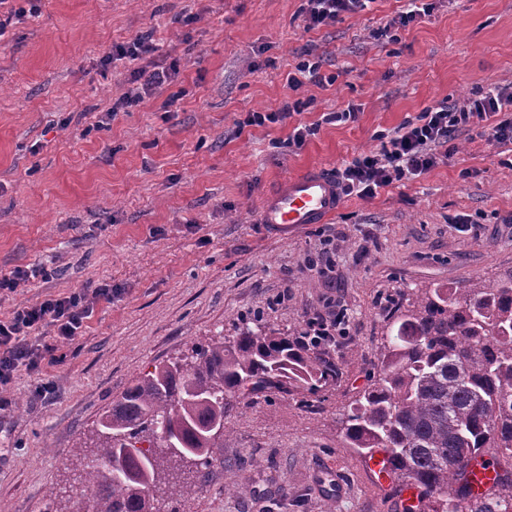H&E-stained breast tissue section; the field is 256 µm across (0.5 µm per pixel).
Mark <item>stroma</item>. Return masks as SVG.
<instances>
[{
  "mask_svg": "<svg viewBox=\"0 0 512 512\" xmlns=\"http://www.w3.org/2000/svg\"><path fill=\"white\" fill-rule=\"evenodd\" d=\"M302 0H45L0 45V274L53 270L0 292V319L45 295L112 285L80 336L45 366L53 395L19 370L0 393V512H71L96 421L143 372L190 360L194 348L244 329L297 339L328 300L346 308L337 369L314 395L232 397L224 461L186 465L154 495L164 512H396L389 480L341 447L343 413L378 363L384 317L400 293L461 288L512 273V144L461 134L448 160L420 177L343 198L326 223H260L264 196L318 167L332 173L376 151L426 107L463 103L512 84V0H437L431 16L375 34L407 0H372L332 26L304 31ZM153 31L180 61L170 91L108 124L131 65L101 57ZM312 51L334 83L289 89ZM299 97L283 124L247 127L246 113ZM360 109L353 123L327 112ZM320 122L299 150L294 126ZM476 223L460 231L456 220ZM329 249L336 276L310 271ZM239 477L243 489L230 486Z\"/></svg>",
  "mask_w": 512,
  "mask_h": 512,
  "instance_id": "stroma-1",
  "label": "stroma"
}]
</instances>
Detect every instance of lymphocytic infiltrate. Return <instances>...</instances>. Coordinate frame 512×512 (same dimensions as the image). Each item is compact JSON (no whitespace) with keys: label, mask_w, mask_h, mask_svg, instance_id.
Returning a JSON list of instances; mask_svg holds the SVG:
<instances>
[{"label":"lymphocytic infiltrate","mask_w":512,"mask_h":512,"mask_svg":"<svg viewBox=\"0 0 512 512\" xmlns=\"http://www.w3.org/2000/svg\"><path fill=\"white\" fill-rule=\"evenodd\" d=\"M369 0H304L301 10L304 30L311 31L336 24L345 17L364 11ZM159 47L146 35H138L114 46L106 64L127 61L134 64L135 90L125 93L107 109L105 120H114L165 86L179 74L177 62L155 63ZM486 124L489 140L512 141V87H496L469 98L463 105L441 103L420 113L392 133L381 135L378 151L353 158L336 171V183L346 196L375 197L392 183L410 180L428 173L448 158L446 147L459 132L473 125ZM112 290L101 285L65 296L48 295L40 301L16 310L0 320V391L9 389L18 368L38 376L37 394H52L50 381L41 376L43 363H55L60 342L77 336L92 314L94 302L111 301ZM349 321L346 309H329L327 315L312 319L299 336L306 349L325 350L344 335Z\"/></svg>","instance_id":"1"}]
</instances>
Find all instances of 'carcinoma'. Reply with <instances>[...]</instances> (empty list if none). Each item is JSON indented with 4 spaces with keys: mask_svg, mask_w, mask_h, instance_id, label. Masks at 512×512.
Wrapping results in <instances>:
<instances>
[{
    "mask_svg": "<svg viewBox=\"0 0 512 512\" xmlns=\"http://www.w3.org/2000/svg\"><path fill=\"white\" fill-rule=\"evenodd\" d=\"M193 362L140 375L98 419L76 512H154L161 470L224 460L226 396L314 394L336 367L285 337L250 330L193 350ZM150 438L147 448L136 443ZM340 444L385 452L392 489L419 488L406 512H512V274L424 288L388 315L377 373L343 414ZM499 468L471 496L467 466Z\"/></svg>",
    "mask_w": 512,
    "mask_h": 512,
    "instance_id": "carcinoma-1",
    "label": "carcinoma"
}]
</instances>
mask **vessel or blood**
I'll return each instance as SVG.
<instances>
[{
  "mask_svg": "<svg viewBox=\"0 0 512 512\" xmlns=\"http://www.w3.org/2000/svg\"><path fill=\"white\" fill-rule=\"evenodd\" d=\"M340 206L335 182L321 170L283 180L263 199L259 220L264 224L298 227L321 224Z\"/></svg>",
  "mask_w": 512,
  "mask_h": 512,
  "instance_id": "obj_1",
  "label": "vessel or blood"
}]
</instances>
